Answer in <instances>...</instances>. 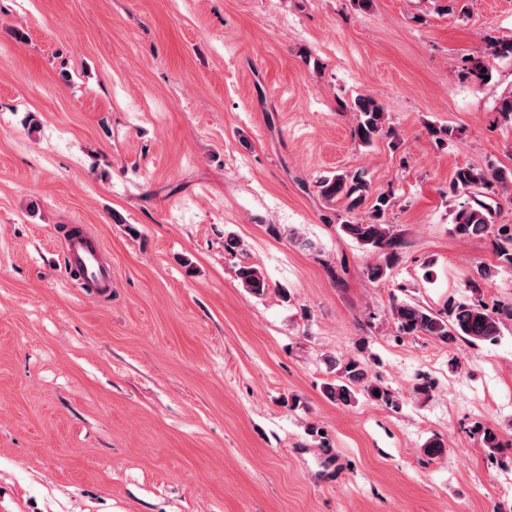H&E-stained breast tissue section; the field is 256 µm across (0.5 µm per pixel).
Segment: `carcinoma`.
<instances>
[{"label": "carcinoma", "instance_id": "carcinoma-1", "mask_svg": "<svg viewBox=\"0 0 512 512\" xmlns=\"http://www.w3.org/2000/svg\"><path fill=\"white\" fill-rule=\"evenodd\" d=\"M511 58L512 41L501 40L491 35L484 36V49L478 55L462 61L461 76L474 85L485 82L489 75L488 58ZM350 109L359 113V121L352 136L363 145H370L373 140L392 131L388 122V113L384 106L373 97L355 99ZM322 198L327 201L341 200L348 212L367 208V216L355 223L347 222L342 230L360 245L382 251L384 260L366 268L370 279L377 281L386 277L398 260L399 248L403 245L402 237L391 224L383 219L390 207L391 198L384 193H374L367 180L356 173H338L326 177L317 184ZM512 188V170L484 169L465 166L457 169L449 183L452 193H482V198L473 199L454 211L452 223L454 233L461 237H493V246L498 261L512 268V226L494 225V214L500 210L498 195L500 191ZM495 269L490 266L478 268L477 275L468 280L466 290L472 295L480 294L484 281L491 278ZM243 287L256 295L264 294L268 283L255 265H243L237 271ZM453 317L443 319L439 314L416 302H394L392 317L398 329L405 335L430 336L441 342H448L460 336L472 343L495 342L501 335L504 321L512 319V305L490 309L480 300L472 299L454 304ZM368 374L364 364L351 358L343 366L336 382L324 387L325 395L338 404L347 405L362 394L370 399L392 402L391 391L367 382ZM379 395H374V392Z\"/></svg>", "mask_w": 512, "mask_h": 512}]
</instances>
